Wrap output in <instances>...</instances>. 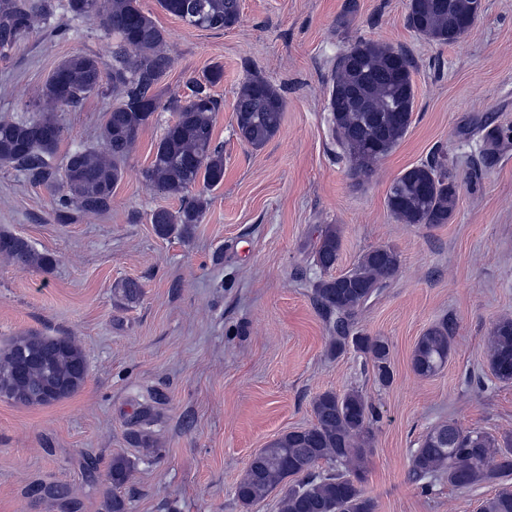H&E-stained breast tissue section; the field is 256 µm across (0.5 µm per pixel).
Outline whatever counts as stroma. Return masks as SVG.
Returning <instances> with one entry per match:
<instances>
[{"mask_svg":"<svg viewBox=\"0 0 512 512\" xmlns=\"http://www.w3.org/2000/svg\"><path fill=\"white\" fill-rule=\"evenodd\" d=\"M241 0L230 29L202 30L140 0L164 31L175 63L161 98L186 91L213 65L224 68L215 138L224 183L191 238L158 237L149 215L177 209L143 172L172 113L138 134L110 210L72 224L53 219L57 197L23 172L0 168V230L56 256L50 273L0 257V345L24 333L69 336L88 362L83 386L48 406L0 399V512H63L40 486L71 488L78 512H102L114 455L139 459L123 487L129 512H277L275 497L242 508L236 486L251 457L278 434L312 421L323 391L362 389L378 413L364 486L376 512H477L491 487L438 484L423 495L408 478L413 448L434 425L454 420L493 434L512 430V385L487 364V336L512 315V142L487 152L476 125L512 132V0H482L461 41L437 45L407 26L409 0ZM0 56V119L35 109L58 63L92 53L110 62L112 42L93 22H63ZM412 54L416 103L406 137L372 177L352 175L331 137L326 99L338 55L358 39ZM256 75L287 100L277 135L262 149L234 131V91ZM111 92L62 108L57 157L95 143ZM444 147L457 166L458 205L448 223L409 226L386 208L391 181ZM320 224L341 230L335 274L360 254L389 245L402 264L359 326L391 346L394 380L378 385L354 352L328 355L312 298L320 272L304 243ZM141 283L137 302L115 284ZM454 323V351L435 376L412 368L415 344L440 318ZM163 397L153 426L164 455L148 462L128 438L148 391ZM92 456L95 479L82 462Z\"/></svg>","mask_w":512,"mask_h":512,"instance_id":"35a3bbf8","label":"stroma"}]
</instances>
